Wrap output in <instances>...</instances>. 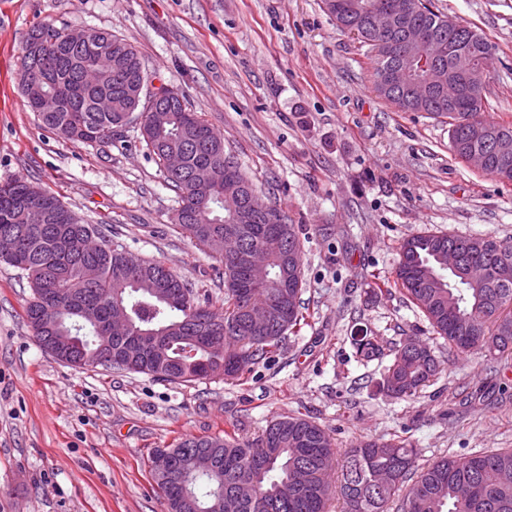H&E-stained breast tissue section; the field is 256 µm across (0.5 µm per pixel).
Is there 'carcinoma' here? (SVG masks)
Segmentation results:
<instances>
[{
  "label": "carcinoma",
  "mask_w": 512,
  "mask_h": 512,
  "mask_svg": "<svg viewBox=\"0 0 512 512\" xmlns=\"http://www.w3.org/2000/svg\"><path fill=\"white\" fill-rule=\"evenodd\" d=\"M331 15L341 31L367 28L364 5L377 0H339ZM415 5L409 23L417 31L445 43L449 49L443 66L452 84L472 69H487L497 46L483 33L433 11L426 0H404ZM111 40V67L85 48H61V29L52 23L32 27L26 37L46 44L38 59L21 57L18 76H36L39 89L61 93V109L38 116L41 125L63 141L79 144H110L112 129L129 124L125 108L128 92L145 69L137 50L125 39L98 30ZM377 93L403 112H425L448 118L450 150L465 160L472 152H486L489 164L484 174L512 183V122L483 117L488 104L487 86L453 97L448 85L420 92L415 88L385 90L383 72L395 57L368 45ZM158 115L153 137L145 144L156 156L168 147L185 150L182 172L166 175L167 183L183 205L180 233L204 250L210 241L234 236L246 245L266 240L270 224L231 223L224 214V167L235 164L224 152V136L216 132L180 97ZM481 126L482 136L473 129ZM202 164L210 165L217 181L208 203L185 205L189 177ZM60 199L22 178L0 181V235L16 238V255L6 263L23 270L29 279L31 299L26 307L28 326L39 346L59 361L84 368L98 366L104 358H116L134 338L145 346L126 371L156 380L187 385L224 377L241 381L253 367L274 357L284 335L305 321L300 290L286 295L271 287L251 296L236 287L230 262L216 257V274L224 280V310L217 312L209 299L159 262L141 260L126 265L124 249L109 243L93 224L83 223L67 206L74 230L67 246H59L55 226L61 220L41 212L30 222L27 209L40 201ZM288 228V248L273 249L269 268L273 283L290 276L303 282L300 229L278 209ZM450 246L461 250L462 264L481 267L486 277L467 282L438 271L440 252ZM98 266V277L89 281L81 270ZM395 286L428 320L437 337L448 344V355L485 351L503 355L512 350V242L491 235L458 236L450 233L413 235L400 245ZM119 297L130 320L125 336L108 338L112 299ZM273 308L291 307L288 322L275 323L266 331L240 332L241 309L248 300ZM408 343L384 348L377 336L354 339L356 354L369 362L392 355L381 374L380 389L388 396H414L436 371L432 348L407 350ZM206 449L215 458V469L206 476L176 474L155 482L167 502L178 504L176 512H327L333 497L342 499L344 512H389L395 497L402 496L397 512H512V449L479 451L465 456H442L419 467L420 451L400 438L376 439L340 452L329 434L300 412L277 417L261 434L242 439L224 435L181 438L169 448L179 459ZM329 457L340 466L341 479L329 482L331 470L323 467ZM241 478L257 486L252 498L237 492Z\"/></svg>",
  "instance_id": "carcinoma-1"
}]
</instances>
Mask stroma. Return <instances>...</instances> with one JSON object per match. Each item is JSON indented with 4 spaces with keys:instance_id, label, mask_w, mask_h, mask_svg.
Instances as JSON below:
<instances>
[{
    "instance_id": "stroma-1",
    "label": "stroma",
    "mask_w": 512,
    "mask_h": 512,
    "mask_svg": "<svg viewBox=\"0 0 512 512\" xmlns=\"http://www.w3.org/2000/svg\"><path fill=\"white\" fill-rule=\"evenodd\" d=\"M498 51L486 118L512 122V0H431ZM112 32L138 50L154 86L182 91L224 136L257 193L301 227L309 326L247 382L189 386L46 354L25 317V273L0 261V512H167L146 466L177 439L258 435L301 412L338 448L408 439L422 461L512 448V355L449 356L393 277L404 238L422 232L512 240V183L449 149L447 119L403 112L374 90L366 48L323 0H0V181L23 177L224 305L215 258L179 233V206L137 125L111 145L73 146L42 127L18 86L33 26ZM371 333L433 339L438 373L415 397L380 393L378 361L354 356Z\"/></svg>"
}]
</instances>
